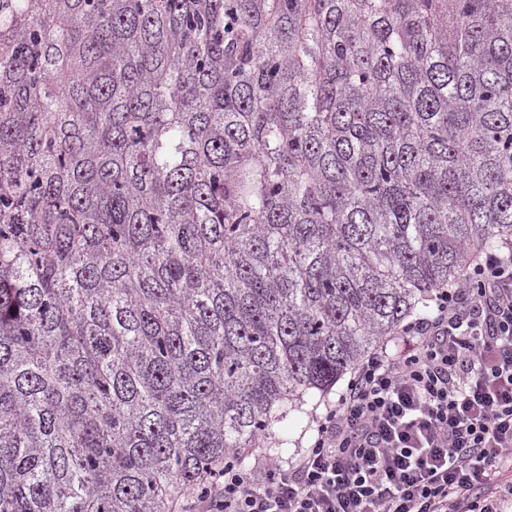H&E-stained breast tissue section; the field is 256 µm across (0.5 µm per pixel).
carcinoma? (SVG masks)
<instances>
[{
	"mask_svg": "<svg viewBox=\"0 0 512 512\" xmlns=\"http://www.w3.org/2000/svg\"><path fill=\"white\" fill-rule=\"evenodd\" d=\"M512 236V0H0V512H171Z\"/></svg>",
	"mask_w": 512,
	"mask_h": 512,
	"instance_id": "1",
	"label": "carcinoma"
}]
</instances>
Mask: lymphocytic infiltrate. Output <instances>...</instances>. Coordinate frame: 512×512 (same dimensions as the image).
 <instances>
[{"label":"lymphocytic infiltrate","instance_id":"lymphocytic-infiltrate-1","mask_svg":"<svg viewBox=\"0 0 512 512\" xmlns=\"http://www.w3.org/2000/svg\"><path fill=\"white\" fill-rule=\"evenodd\" d=\"M356 366L288 467L213 470L178 512H505L512 505V242Z\"/></svg>","mask_w":512,"mask_h":512}]
</instances>
